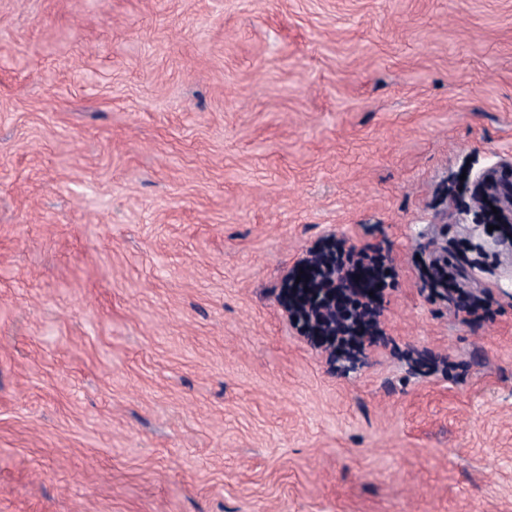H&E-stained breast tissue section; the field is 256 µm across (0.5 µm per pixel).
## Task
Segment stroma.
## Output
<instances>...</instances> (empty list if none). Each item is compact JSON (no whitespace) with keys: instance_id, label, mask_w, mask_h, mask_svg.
<instances>
[{"instance_id":"obj_1","label":"stroma","mask_w":512,"mask_h":512,"mask_svg":"<svg viewBox=\"0 0 512 512\" xmlns=\"http://www.w3.org/2000/svg\"><path fill=\"white\" fill-rule=\"evenodd\" d=\"M504 163L512 0H0V512H512ZM330 240L354 364L277 299ZM512 165L482 172L473 182V193L481 203L476 224H512ZM495 207L498 214L493 213ZM445 264L446 266L448 265V276L443 275L433 266L434 272L428 275L427 280L429 288H437L438 285L444 283L445 287L448 288V299H451L450 295L455 292L458 294V301L456 302L457 307L467 313L472 312L474 309V303L471 300L470 295L462 290L455 279L452 280L450 278L452 262L448 261V263L445 262Z\"/></svg>"}]
</instances>
